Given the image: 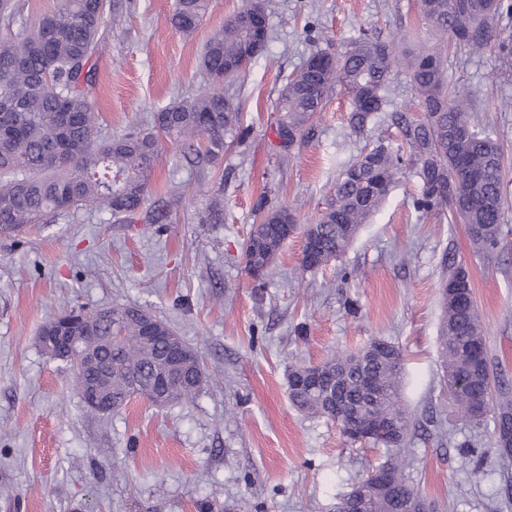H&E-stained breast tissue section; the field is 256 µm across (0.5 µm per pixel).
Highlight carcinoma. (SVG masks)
<instances>
[{
  "instance_id": "carcinoma-1",
  "label": "carcinoma",
  "mask_w": 512,
  "mask_h": 512,
  "mask_svg": "<svg viewBox=\"0 0 512 512\" xmlns=\"http://www.w3.org/2000/svg\"><path fill=\"white\" fill-rule=\"evenodd\" d=\"M209 2L176 0L172 26L183 33L193 31ZM419 9L442 41L471 51L496 48L512 53V44L493 41L488 25L490 18L512 12V4L505 0H419ZM108 10L107 0H61L31 26L17 30L14 0H0L1 234L81 210L104 212L119 221L132 222L142 215L147 224H168L171 210L147 206L159 136L210 162L223 155L226 136L242 135L240 107L224 97L220 85L237 76L258 53L248 52L249 34L233 17L212 33L201 55V72L210 87L153 113L148 130L136 127L121 135L102 136L91 97L96 75L91 58ZM396 68L409 73L423 115L413 121L396 119L400 146L379 142L344 169L325 211L304 229V236L315 237L318 245L312 256L302 255L305 269L326 266L344 252L407 165L419 179L417 210L464 224L479 251L509 246V231L503 224L509 185L504 151L492 130L471 119L470 100L449 86L448 68L438 51L408 53L399 40L384 41L361 32L341 55L313 52L278 94L275 109L282 118L276 136L287 146L293 144L338 86L350 96L351 122L363 127L387 106L385 90ZM64 107L77 117L69 130L62 126ZM257 211L259 226L252 228L243 255L248 273L261 287L286 238L274 226L294 224L296 217L287 207L268 208L264 203ZM201 223H224L221 190L214 191ZM448 267V277L441 281L440 330L448 395L463 419L480 424L491 417L499 447L508 455L512 445L504 434L512 432V386L490 369L468 270L453 261ZM451 281L463 284L462 295L448 297L445 287ZM130 311L124 305L99 310L78 306L46 322L57 328L83 326L94 336L120 337L115 347L97 342L93 366L74 357L65 359L80 392L100 378L102 365H111L104 383L112 393L114 411L135 396L154 402L153 380L163 366V349L145 343L141 321ZM402 361L396 345L375 339L355 352H338L315 365L327 382L339 380L344 396L357 404L363 399V375L372 376L377 394L368 413L395 428L391 438L372 442L387 449L404 447L413 429L400 397ZM191 374L195 380L176 385L168 403L193 399L205 380L200 359L194 360ZM289 395L298 410L338 421L343 434L357 441L336 412L332 394L303 387ZM380 472L388 475L391 490L370 493L360 512H416L421 494L410 485L397 457L387 459L354 488L366 487Z\"/></svg>"
}]
</instances>
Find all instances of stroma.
<instances>
[{
	"mask_svg": "<svg viewBox=\"0 0 512 512\" xmlns=\"http://www.w3.org/2000/svg\"><path fill=\"white\" fill-rule=\"evenodd\" d=\"M246 0H211L192 33L174 29L175 0H111L118 35L93 58L101 133H122L203 83L199 60L211 32ZM269 38L245 72L225 80L248 133L199 167L161 139L151 200L169 203L163 226L77 212L0 236V512H336L354 484L389 456L347 440L328 418L297 411L288 372L374 339L403 352L401 396L417 430L403 454L406 476L438 512H512V457L493 427L462 420L448 399L438 351L445 258L470 273L489 362L512 381V248L480 254L464 225L423 214L419 182L401 174L344 254L301 265L302 234L288 239L264 287L243 245L259 198L316 222L347 164L377 141L398 145L395 114L419 115L407 74L363 130L336 89L304 139L281 146L275 101L316 50L344 52L360 30L382 40L411 33L430 44L417 0H276ZM448 81L472 102L512 161V55L448 49ZM222 188L224 221L198 214ZM138 305L194 348L208 379L194 400L158 408L135 398L104 417L83 403L69 367L44 353L37 334L74 305Z\"/></svg>",
	"mask_w": 512,
	"mask_h": 512,
	"instance_id": "35a3bbf8",
	"label": "stroma"
}]
</instances>
